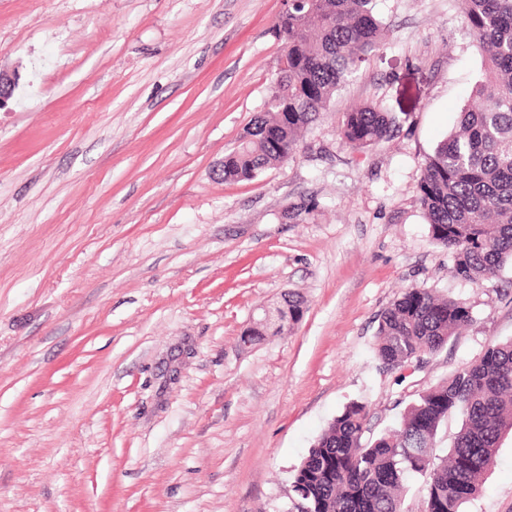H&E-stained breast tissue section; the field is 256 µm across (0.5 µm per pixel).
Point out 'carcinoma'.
<instances>
[{
    "label": "carcinoma",
    "mask_w": 512,
    "mask_h": 512,
    "mask_svg": "<svg viewBox=\"0 0 512 512\" xmlns=\"http://www.w3.org/2000/svg\"><path fill=\"white\" fill-rule=\"evenodd\" d=\"M379 0H288L274 32L283 50L258 113L238 147L224 155L226 182L254 179L285 163L301 134L327 110L362 63L384 44ZM464 23L482 57V79L459 112L457 129L426 157L416 202L452 271L479 284L512 264V0H462ZM397 113L374 100L342 114V146L386 139ZM288 294L260 313L243 343L279 336L303 315ZM473 323L463 302L409 288L380 316L374 354L392 368L441 350ZM461 427L444 456L437 435L451 415ZM366 405L348 404L289 477L288 512H403L407 477L424 478L422 512H462L476 497L504 434L512 433V339L417 394L398 429L365 438Z\"/></svg>",
    "instance_id": "carcinoma-1"
}]
</instances>
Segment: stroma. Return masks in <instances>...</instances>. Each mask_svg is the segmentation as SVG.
<instances>
[{"label": "stroma", "instance_id": "35a3bbf8", "mask_svg": "<svg viewBox=\"0 0 512 512\" xmlns=\"http://www.w3.org/2000/svg\"><path fill=\"white\" fill-rule=\"evenodd\" d=\"M283 8L0 0V69L19 76L0 107V512H274L346 405L376 436L512 338V265L455 277L415 202L482 74L459 0H380L384 45L296 156L216 179L263 109ZM370 99L399 127L341 147ZM410 287L474 321L385 369L378 318ZM287 292L300 322L243 345ZM464 512H512L511 433Z\"/></svg>", "mask_w": 512, "mask_h": 512}]
</instances>
